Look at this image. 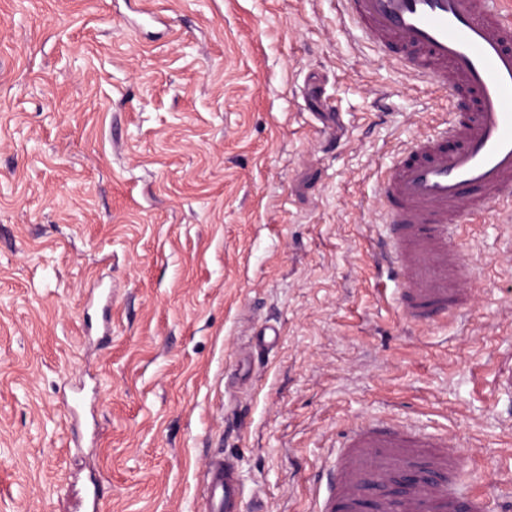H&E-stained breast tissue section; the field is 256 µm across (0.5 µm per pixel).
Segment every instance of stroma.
<instances>
[{
  "label": "stroma",
  "instance_id": "35a3bbf8",
  "mask_svg": "<svg viewBox=\"0 0 512 512\" xmlns=\"http://www.w3.org/2000/svg\"><path fill=\"white\" fill-rule=\"evenodd\" d=\"M0 0V512H317L351 427L456 437L512 486V228L463 243L473 300L387 290L376 186L457 96L337 0ZM274 335L256 344L263 328ZM239 481L235 464L229 459H214L208 469L207 500L210 508L237 512ZM222 511V512H223Z\"/></svg>",
  "mask_w": 512,
  "mask_h": 512
}]
</instances>
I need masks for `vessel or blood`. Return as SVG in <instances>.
I'll list each match as a JSON object with an SVG mask.
<instances>
[{
    "label": "vessel or blood",
    "mask_w": 512,
    "mask_h": 512,
    "mask_svg": "<svg viewBox=\"0 0 512 512\" xmlns=\"http://www.w3.org/2000/svg\"><path fill=\"white\" fill-rule=\"evenodd\" d=\"M380 54L417 81L464 90L452 119L411 143L378 188L390 227L400 318L436 323L468 305L472 267L456 243L469 217L512 214V15L502 0H341ZM463 460L447 436L409 424H362L328 472L324 512H488L463 495ZM234 463L213 460L207 500L237 512Z\"/></svg>",
    "instance_id": "b4317fda"
}]
</instances>
